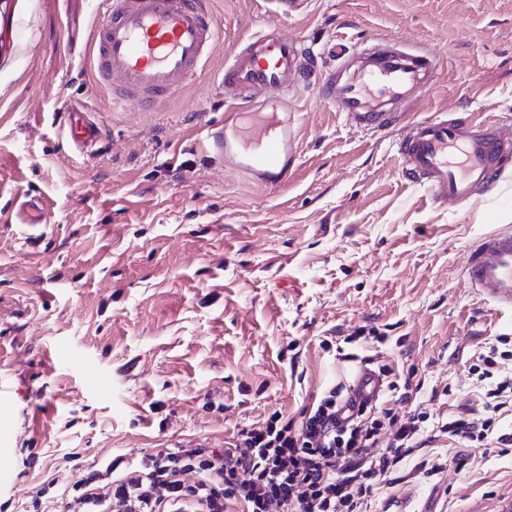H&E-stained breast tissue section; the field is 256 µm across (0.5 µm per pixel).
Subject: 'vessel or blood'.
Here are the masks:
<instances>
[{
  "label": "vessel or blood",
  "mask_w": 512,
  "mask_h": 512,
  "mask_svg": "<svg viewBox=\"0 0 512 512\" xmlns=\"http://www.w3.org/2000/svg\"><path fill=\"white\" fill-rule=\"evenodd\" d=\"M212 0H99L100 20L89 47L91 62L112 103L145 109L176 95L203 71L218 38ZM332 66L314 72L312 49L281 35L273 25L241 39L228 52L217 77L222 94L253 110L256 125L244 139L231 121L211 126L203 137L212 163L276 188L287 182L299 152L289 94L300 84L317 86L325 100L358 129L391 126L405 104L435 83L439 60L430 50H409L386 34L359 51L343 43L328 47ZM277 99H268V92ZM70 144L83 150L100 137L90 113L68 111ZM402 177L425 187L443 205H467L488 196L512 165V136L489 121L453 113L408 124L398 146ZM46 213L34 199L22 204L24 235L37 231ZM463 272L474 294L493 312H512V228L480 238L465 256ZM356 400H377L381 382L368 369L341 368Z\"/></svg>",
  "instance_id": "b4317fda"
}]
</instances>
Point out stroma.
<instances>
[{
	"label": "stroma",
	"instance_id": "obj_1",
	"mask_svg": "<svg viewBox=\"0 0 512 512\" xmlns=\"http://www.w3.org/2000/svg\"><path fill=\"white\" fill-rule=\"evenodd\" d=\"M220 34L205 70L150 109L111 107L89 62L96 0H0V512H26L101 460L176 444L227 447L273 412L299 417L355 363L415 370L403 411L480 408L471 372L495 346L512 370V315L465 283L469 246L512 226V175L481 202L439 207L397 167L404 126L349 125L310 88L287 184L213 165L203 133L229 106L216 88L231 46L265 24L320 52L378 33L438 52L432 89L406 120L466 112L512 129V0H212ZM101 128L75 150L66 111ZM46 226L24 240L23 197ZM378 340H356L357 331ZM465 458L426 478L397 468L371 512H507L512 449L438 438Z\"/></svg>",
	"mask_w": 512,
	"mask_h": 512
}]
</instances>
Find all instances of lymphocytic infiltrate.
I'll return each instance as SVG.
<instances>
[{"label": "lymphocytic infiltrate", "instance_id": "f902f5d3", "mask_svg": "<svg viewBox=\"0 0 512 512\" xmlns=\"http://www.w3.org/2000/svg\"><path fill=\"white\" fill-rule=\"evenodd\" d=\"M483 363L491 385L482 412L400 414L394 403L409 394L385 366L389 401L360 405L350 423L336 420L344 398L335 388L300 419L273 413L227 448L182 445L97 465L72 485L66 512H369L378 486L437 434L470 444L492 433L497 412L512 405V375L493 374L495 355Z\"/></svg>", "mask_w": 512, "mask_h": 512}]
</instances>
